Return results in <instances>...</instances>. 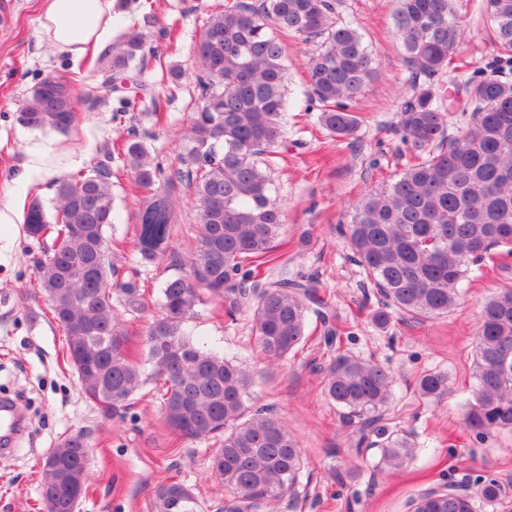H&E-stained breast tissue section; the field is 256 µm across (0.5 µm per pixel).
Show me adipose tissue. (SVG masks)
<instances>
[{
	"label": "adipose tissue",
	"mask_w": 512,
	"mask_h": 512,
	"mask_svg": "<svg viewBox=\"0 0 512 512\" xmlns=\"http://www.w3.org/2000/svg\"><path fill=\"white\" fill-rule=\"evenodd\" d=\"M113 0H41L42 40L80 59L103 50L112 39Z\"/></svg>",
	"instance_id": "1"
}]
</instances>
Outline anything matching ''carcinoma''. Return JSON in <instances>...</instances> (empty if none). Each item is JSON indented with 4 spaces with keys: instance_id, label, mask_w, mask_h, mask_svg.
I'll use <instances>...</instances> for the list:
<instances>
[{
    "instance_id": "carcinoma-1",
    "label": "carcinoma",
    "mask_w": 512,
    "mask_h": 512,
    "mask_svg": "<svg viewBox=\"0 0 512 512\" xmlns=\"http://www.w3.org/2000/svg\"><path fill=\"white\" fill-rule=\"evenodd\" d=\"M494 25L498 56L460 81L466 127L447 135L451 105L438 85L461 43L464 26L452 0H395V35L407 69L406 95L395 130L412 159L386 187L359 201L347 240L366 279L382 297L373 324L445 317L457 305L471 266L501 248L512 257V0H483ZM315 47L311 96L319 122L334 137L355 135L364 118L348 102L375 80L372 53L359 30L337 13V0H227L213 15L194 52L204 72L201 109L194 113L179 167L169 175L131 133L121 155L135 181L149 192L136 217L135 251L153 263L172 253V188L193 192L199 239L180 261L183 273L164 282L160 312L144 331L140 357L129 351V333L115 310L137 316L145 307L133 281L112 283V172L101 164L88 174L56 181L57 243L35 261L33 287L49 301L65 336V354L82 392L118 414L147 384L146 366L162 380L165 422L191 439L220 437L210 471L224 483L220 512H262L298 497L304 463L297 440L275 412L250 404L254 376L247 365L215 351L192 334L188 322L202 295L222 301L228 314L245 309L261 355L280 362L306 341L310 316L320 321L328 346L341 342L326 302L303 276L282 268L262 284L246 287L260 266L274 261V242L286 223L274 195L285 112L283 36ZM144 54L142 36L123 35L115 52L99 58L97 72L112 92L134 73ZM76 120L69 85L44 77L19 115L31 129L65 132ZM28 233L41 237L48 222L34 198L25 214ZM475 385L465 424L480 433L512 431V288L481 308L474 349ZM393 376L386 367L345 352L325 372L327 398L360 423L359 443L373 436L376 468L401 470L417 457L410 433L384 423ZM425 398L448 393L447 375L425 372L417 380ZM89 443L78 432L62 439L57 465L42 470L46 512H73L70 476L84 469ZM503 496L491 476L471 484L453 481L418 493L411 512H484ZM151 512H201L192 489L169 479L155 489Z\"/></svg>"
}]
</instances>
